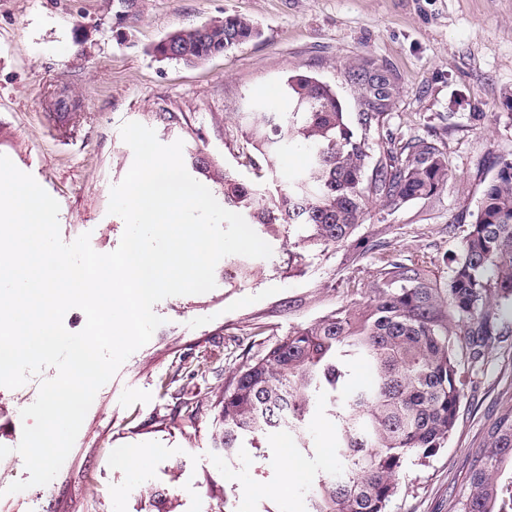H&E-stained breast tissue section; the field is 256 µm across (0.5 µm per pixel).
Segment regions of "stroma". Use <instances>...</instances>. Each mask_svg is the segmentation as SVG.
I'll list each match as a JSON object with an SVG mask.
<instances>
[{
    "label": "stroma",
    "instance_id": "stroma-1",
    "mask_svg": "<svg viewBox=\"0 0 512 512\" xmlns=\"http://www.w3.org/2000/svg\"><path fill=\"white\" fill-rule=\"evenodd\" d=\"M119 10V0H0V154L59 202L64 242L86 233L96 252L119 246L125 224L108 205L133 163L120 134L125 122L153 128L161 143L182 141L184 151H201L271 190L301 170L308 151L290 144L273 172L257 176L247 123L287 111L280 87L293 74L313 76L352 102L343 70L367 58L399 84L391 130L442 140L449 179L439 194L396 210L373 203L357 235L448 276L442 257L471 222L493 158L512 154V0H140L129 21ZM227 15L249 18L258 36L195 66L154 56L168 34ZM61 91L82 103L65 126L47 110ZM163 108L175 124L156 120ZM268 243L272 255L258 260L251 280L225 287L219 265L213 290L155 305L162 325L98 390L48 485L5 492L29 477L15 451L20 412L55 369L0 390V445L14 450L0 460V512H307L314 479L336 468L330 422L307 421L309 447L271 431L245 440L229 461L218 439L219 402L227 381L294 327L366 300L381 256L355 260L285 231ZM292 250L305 256L293 277L284 271ZM497 327L494 346L467 374L448 442L408 464L388 512H449L464 491L472 449L512 408V309L502 308ZM190 411L191 429L184 425ZM126 448L141 455L138 468L118 463ZM292 456L301 463L287 483Z\"/></svg>",
    "mask_w": 512,
    "mask_h": 512
}]
</instances>
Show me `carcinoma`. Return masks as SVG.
<instances>
[{"instance_id": "obj_1", "label": "carcinoma", "mask_w": 512, "mask_h": 512, "mask_svg": "<svg viewBox=\"0 0 512 512\" xmlns=\"http://www.w3.org/2000/svg\"><path fill=\"white\" fill-rule=\"evenodd\" d=\"M255 37L251 20L228 15L167 35L155 57L191 66ZM360 59L344 69L354 92L348 111L336 90L308 75H291L283 96L288 112L261 115L245 130L266 165L288 143L310 151L309 166L271 195L235 178L204 154L190 153L192 170L221 186L224 203L248 213L268 232L295 226L302 241L323 249L354 247L360 256L379 247L354 242L374 201L395 210L428 199L448 183V153L432 136L402 140L386 127L388 112L373 110ZM448 278L424 261L383 257L363 303L341 305L247 362L224 387L221 444L231 460L249 438L286 429L310 447L303 424L318 396H331L339 472L315 481L310 512H387L409 462L448 440L468 386L462 359L476 367L496 340L499 307L512 303V156L495 158L479 205L451 255ZM256 275L244 256L224 264V285ZM364 361L368 387L350 391L346 364ZM512 410L500 414L484 447L471 452L464 492L451 512H512Z\"/></svg>"}]
</instances>
